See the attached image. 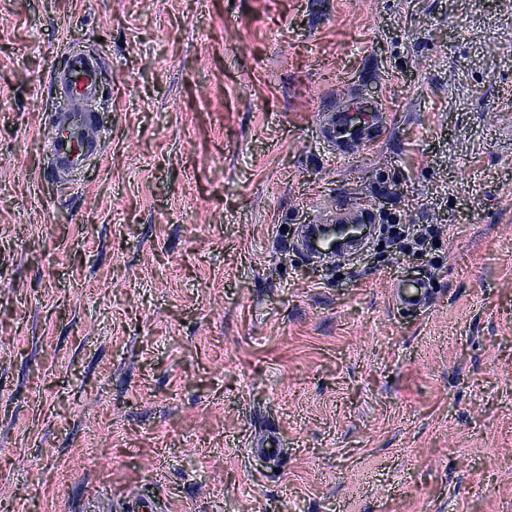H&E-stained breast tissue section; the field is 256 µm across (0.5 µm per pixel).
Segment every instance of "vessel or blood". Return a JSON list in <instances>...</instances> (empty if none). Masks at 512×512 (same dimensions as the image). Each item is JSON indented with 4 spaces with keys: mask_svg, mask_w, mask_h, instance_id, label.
Instances as JSON below:
<instances>
[{
    "mask_svg": "<svg viewBox=\"0 0 512 512\" xmlns=\"http://www.w3.org/2000/svg\"><path fill=\"white\" fill-rule=\"evenodd\" d=\"M101 65L97 59L80 55L67 57L63 72L66 76L68 112L58 117L46 142L53 157L50 169L40 172L43 180H60L63 174L79 170L85 159L102 152L100 141L89 138V106L102 92L99 80ZM388 115L381 103L359 100L353 107L336 108L328 119L320 121L322 138L336 149L341 157L354 154L359 148L380 137L387 128ZM377 216L371 206L360 205L337 209L330 220L305 221L297 242V251L306 259L323 260L337 257V250L328 248L320 234L329 224H365L375 226ZM395 299L401 310L423 308L431 297V290L423 280H400L394 285Z\"/></svg>",
    "mask_w": 512,
    "mask_h": 512,
    "instance_id": "1",
    "label": "vessel or blood"
}]
</instances>
